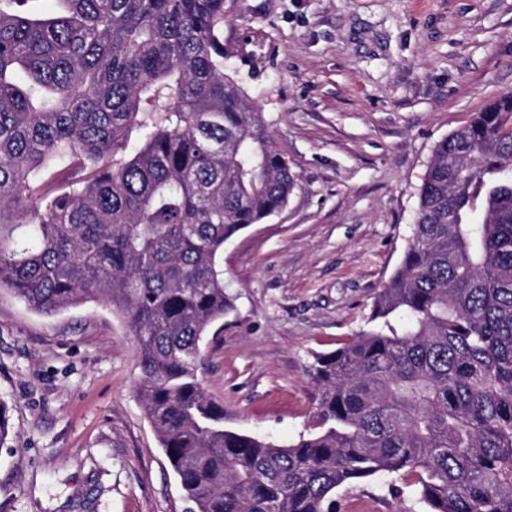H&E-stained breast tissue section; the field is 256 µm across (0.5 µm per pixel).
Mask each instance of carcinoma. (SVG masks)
<instances>
[{"mask_svg": "<svg viewBox=\"0 0 512 512\" xmlns=\"http://www.w3.org/2000/svg\"><path fill=\"white\" fill-rule=\"evenodd\" d=\"M29 2L0 0V289L123 316L189 512H336L379 475L512 512V92L434 145L380 329L314 356L316 424L281 445L224 427L201 377L224 245L296 181L224 74V0Z\"/></svg>", "mask_w": 512, "mask_h": 512, "instance_id": "cac0c4a2", "label": "carcinoma"}]
</instances>
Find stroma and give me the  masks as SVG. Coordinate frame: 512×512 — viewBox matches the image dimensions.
I'll use <instances>...</instances> for the list:
<instances>
[{"mask_svg": "<svg viewBox=\"0 0 512 512\" xmlns=\"http://www.w3.org/2000/svg\"><path fill=\"white\" fill-rule=\"evenodd\" d=\"M224 48L296 186L224 247L235 309L202 377L225 427L288 443L313 424V353L377 327L434 144L512 92V0H224ZM139 377L110 307L47 316L1 291L0 512H187ZM387 483L338 491L341 512H426Z\"/></svg>", "mask_w": 512, "mask_h": 512, "instance_id": "stroma-1", "label": "stroma"}]
</instances>
